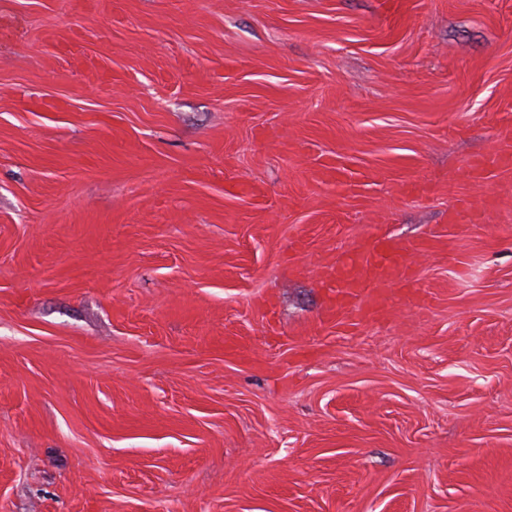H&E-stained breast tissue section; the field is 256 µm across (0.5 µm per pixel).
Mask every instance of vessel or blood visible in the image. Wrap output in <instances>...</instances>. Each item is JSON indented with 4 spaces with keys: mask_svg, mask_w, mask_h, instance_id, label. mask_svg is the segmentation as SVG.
Returning a JSON list of instances; mask_svg holds the SVG:
<instances>
[{
    "mask_svg": "<svg viewBox=\"0 0 512 512\" xmlns=\"http://www.w3.org/2000/svg\"><path fill=\"white\" fill-rule=\"evenodd\" d=\"M475 177L485 178L494 170L512 167V136L503 138L490 153L471 160ZM409 246L385 236H377L359 246L350 263L331 265L337 290L327 309L328 318L350 313L358 320L384 317L390 308L387 289L394 284H410L415 274L408 259Z\"/></svg>",
    "mask_w": 512,
    "mask_h": 512,
    "instance_id": "obj_1",
    "label": "vessel or blood"
}]
</instances>
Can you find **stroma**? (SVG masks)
Wrapping results in <instances>:
<instances>
[{
  "label": "stroma",
  "mask_w": 512,
  "mask_h": 512,
  "mask_svg": "<svg viewBox=\"0 0 512 512\" xmlns=\"http://www.w3.org/2000/svg\"><path fill=\"white\" fill-rule=\"evenodd\" d=\"M507 130L512 0H0V512H512ZM472 174L484 179L494 170L512 167V136L503 138L499 145L490 153L470 161ZM411 248L391 238L370 239L355 250V257L345 264L340 259L329 267L336 279L327 318L335 319L345 313L359 321L384 317L390 308L385 288L394 284H410L415 278L408 259ZM336 275V277H335Z\"/></svg>",
  "instance_id": "obj_1"
}]
</instances>
